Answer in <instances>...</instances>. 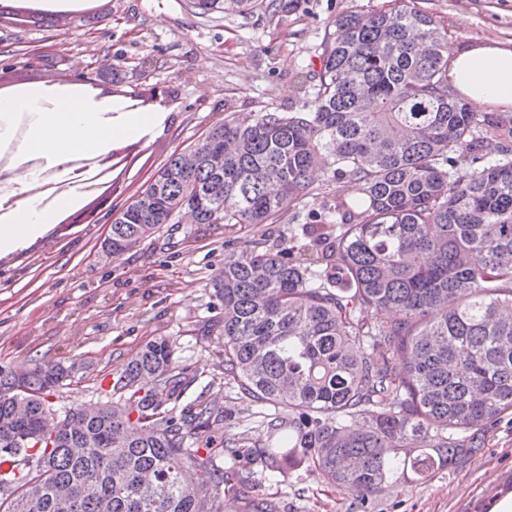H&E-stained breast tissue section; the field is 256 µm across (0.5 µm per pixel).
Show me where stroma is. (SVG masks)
Here are the masks:
<instances>
[{
    "mask_svg": "<svg viewBox=\"0 0 512 512\" xmlns=\"http://www.w3.org/2000/svg\"><path fill=\"white\" fill-rule=\"evenodd\" d=\"M394 0H288L246 15L196 14L190 0H49L66 23L0 19V88L14 92L52 83L64 92L122 91L120 105L145 99L167 114L140 138L132 161L112 185L125 204L172 155L224 120L299 111L311 102L297 76L321 68L323 37L338 14ZM445 26L449 43L489 33L512 38V0H417ZM110 217L94 224H50L23 248L0 253V372L38 363L74 367L55 388L48 423L74 406L119 402L114 379L142 347L169 338L190 379L179 403L204 396L231 418L211 426L221 437L255 427L264 410L224 377V313L214 280L224 266V227L197 232L166 224L117 260L97 257ZM512 491V410L489 430L483 449L456 469L425 480L395 476L361 501L313 468L255 472L225 495L224 512L271 502L278 512H487Z\"/></svg>",
    "mask_w": 512,
    "mask_h": 512,
    "instance_id": "1",
    "label": "stroma"
}]
</instances>
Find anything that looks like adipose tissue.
Wrapping results in <instances>:
<instances>
[{
  "label": "adipose tissue",
  "instance_id": "1",
  "mask_svg": "<svg viewBox=\"0 0 512 512\" xmlns=\"http://www.w3.org/2000/svg\"><path fill=\"white\" fill-rule=\"evenodd\" d=\"M448 82L461 99L477 112H512V40L496 34L476 43L448 50ZM106 98L88 93L72 97L55 86L43 85L0 99V124L15 115H30L31 132L20 154H40L67 174L72 156L98 151L112 142L140 136L159 128L161 112H128L109 119ZM53 216L34 199L14 209L9 223L0 224V250H13L42 233Z\"/></svg>",
  "mask_w": 512,
  "mask_h": 512
}]
</instances>
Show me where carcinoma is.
<instances>
[{
    "instance_id": "1",
    "label": "carcinoma",
    "mask_w": 512,
    "mask_h": 512,
    "mask_svg": "<svg viewBox=\"0 0 512 512\" xmlns=\"http://www.w3.org/2000/svg\"><path fill=\"white\" fill-rule=\"evenodd\" d=\"M259 0H192L200 15ZM321 44L313 108L232 119L174 178L172 155L112 221L117 258L195 203L198 229L277 224L322 196L301 247L224 241V375L274 412L219 444H187L225 409L172 416L187 384L170 341L148 342L113 383L123 404L66 411L48 397L67 368L34 366L27 393L0 374V512H221L235 465L257 449L274 470L308 464L362 497L408 467L422 479L484 447L512 409V112H473L448 86L447 31L415 0L346 12ZM367 418L364 428L349 421Z\"/></svg>"
}]
</instances>
